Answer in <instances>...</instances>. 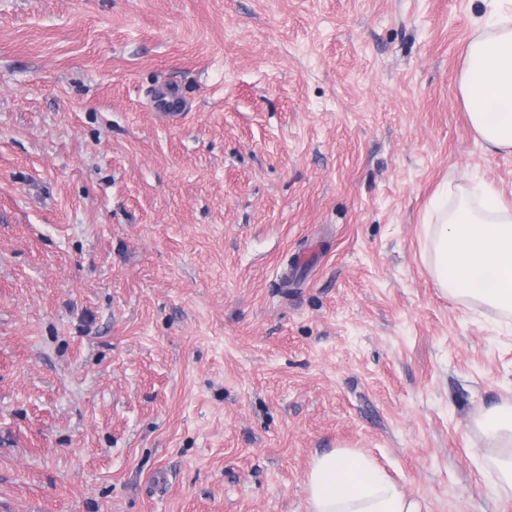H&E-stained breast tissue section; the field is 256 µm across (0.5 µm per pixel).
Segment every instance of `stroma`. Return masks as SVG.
I'll return each instance as SVG.
<instances>
[{"instance_id": "stroma-1", "label": "stroma", "mask_w": 512, "mask_h": 512, "mask_svg": "<svg viewBox=\"0 0 512 512\" xmlns=\"http://www.w3.org/2000/svg\"><path fill=\"white\" fill-rule=\"evenodd\" d=\"M471 33L470 0H0V512H307L337 448L512 512L479 426L512 335L423 258L444 180L512 205Z\"/></svg>"}]
</instances>
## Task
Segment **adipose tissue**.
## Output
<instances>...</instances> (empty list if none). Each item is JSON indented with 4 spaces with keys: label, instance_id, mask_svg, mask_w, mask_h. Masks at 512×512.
<instances>
[{
    "label": "adipose tissue",
    "instance_id": "1",
    "mask_svg": "<svg viewBox=\"0 0 512 512\" xmlns=\"http://www.w3.org/2000/svg\"><path fill=\"white\" fill-rule=\"evenodd\" d=\"M479 2L458 93L486 149L512 153V5ZM424 234L428 266L443 294L512 314V207L492 184L464 188L445 181L430 201ZM480 426L490 442L508 447L497 464L496 487L510 495L512 403L492 406ZM307 494L308 512H422L372 458L347 449L314 458Z\"/></svg>",
    "mask_w": 512,
    "mask_h": 512
}]
</instances>
